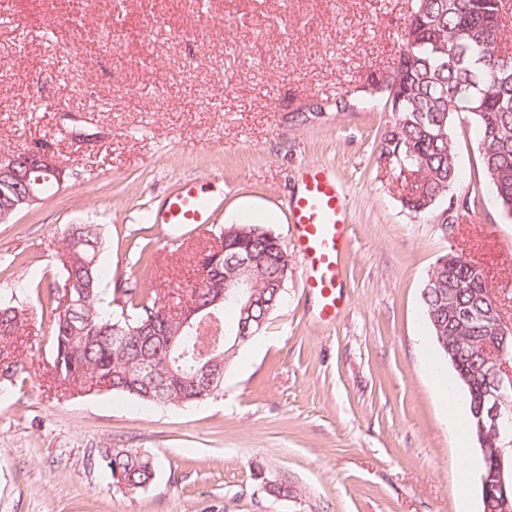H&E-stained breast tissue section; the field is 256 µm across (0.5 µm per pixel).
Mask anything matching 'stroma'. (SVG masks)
I'll use <instances>...</instances> for the list:
<instances>
[{"mask_svg": "<svg viewBox=\"0 0 512 512\" xmlns=\"http://www.w3.org/2000/svg\"><path fill=\"white\" fill-rule=\"evenodd\" d=\"M412 0H0V151L48 144L63 186L0 224V301L27 310L0 382V512H483L476 439L448 423L454 371L423 316L436 260L484 265L512 306V217L483 178L469 114L452 134L454 233L444 203L419 218L410 172L380 156L392 115L372 79L396 66ZM112 17L117 37H101ZM53 38H46V28ZM344 98L346 111H316ZM333 168L348 200L344 301L331 322L305 286L288 222L297 168ZM214 199L210 224H154L182 179ZM264 224L288 253L284 299L202 404L77 393L54 379L40 289L63 285L61 238L102 229L100 288L169 306L225 221ZM135 448L153 482L109 484L97 453ZM291 487L274 498L264 482Z\"/></svg>", "mask_w": 512, "mask_h": 512, "instance_id": "obj_1", "label": "stroma"}]
</instances>
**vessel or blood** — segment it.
Returning a JSON list of instances; mask_svg holds the SVG:
<instances>
[{
  "label": "vessel or blood",
  "mask_w": 512,
  "mask_h": 512,
  "mask_svg": "<svg viewBox=\"0 0 512 512\" xmlns=\"http://www.w3.org/2000/svg\"><path fill=\"white\" fill-rule=\"evenodd\" d=\"M300 187L290 205L297 246L307 267L306 286L320 300V319L339 310L342 269L348 249V208L331 168L305 165L299 172ZM211 198L194 180L151 215L155 224H199L209 222Z\"/></svg>",
  "instance_id": "b4317fda"
}]
</instances>
